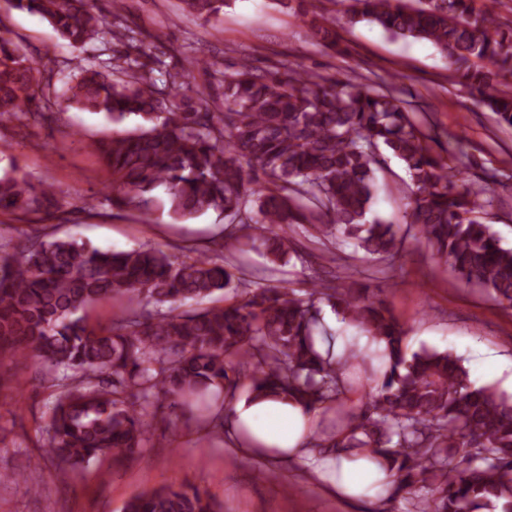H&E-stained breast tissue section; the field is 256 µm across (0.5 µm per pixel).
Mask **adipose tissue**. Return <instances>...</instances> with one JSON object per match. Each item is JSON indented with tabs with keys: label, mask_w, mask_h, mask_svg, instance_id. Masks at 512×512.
I'll list each match as a JSON object with an SVG mask.
<instances>
[{
	"label": "adipose tissue",
	"mask_w": 512,
	"mask_h": 512,
	"mask_svg": "<svg viewBox=\"0 0 512 512\" xmlns=\"http://www.w3.org/2000/svg\"><path fill=\"white\" fill-rule=\"evenodd\" d=\"M313 424L300 406L263 398L240 400L227 414L226 429L231 439L249 432L246 452L265 460L284 461L301 453ZM383 472L365 459L340 463V476L330 481L329 493L346 500L371 499L383 492Z\"/></svg>",
	"instance_id": "adipose-tissue-1"
}]
</instances>
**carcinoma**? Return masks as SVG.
I'll list each match as a JSON object with an SVG mask.
<instances>
[{
    "mask_svg": "<svg viewBox=\"0 0 512 512\" xmlns=\"http://www.w3.org/2000/svg\"><path fill=\"white\" fill-rule=\"evenodd\" d=\"M345 24L378 25L392 37L427 40L448 58L461 85L497 122L512 128V93L487 92L512 76V30L474 0H347ZM209 22L229 0H183ZM46 19L75 51L94 41L119 45L102 68L81 61L55 69L29 55L4 22L11 11ZM312 37L336 48V21L311 12ZM151 35L127 24L121 2L98 12L88 0H0V123L52 122L61 104L136 125L90 144L111 175L105 200L117 212L152 219L153 192L168 195L174 222L209 211L224 216V240L260 251L272 264L297 254L288 234L309 224L331 250L392 263L408 241L445 259L456 280L512 309V247L485 215L490 188L433 150L434 137L391 90L301 72L273 71L246 58L229 70L208 65L222 90L213 112L193 83L201 59L180 68L155 52ZM406 171L402 224L372 214L383 153ZM57 205L50 185L11 166L0 174V211L31 215ZM346 269L338 287L268 286L224 256L181 260L161 248L100 250L69 238L29 239L0 256V353L41 365L50 391L46 455L57 479L101 457L119 462L152 436V408L164 402L193 415L247 381L250 398L273 397L319 416L309 451L367 459L385 473V495L408 512H512V397L475 386L448 351H408L405 331L383 302L366 296ZM121 298L127 311L108 327L85 309ZM209 300L195 313L184 305ZM355 329L325 322L322 304ZM325 344L316 348V340ZM122 512H224L189 486L131 497Z\"/></svg>",
    "mask_w": 512,
    "mask_h": 512,
    "instance_id": "1",
    "label": "carcinoma"
}]
</instances>
